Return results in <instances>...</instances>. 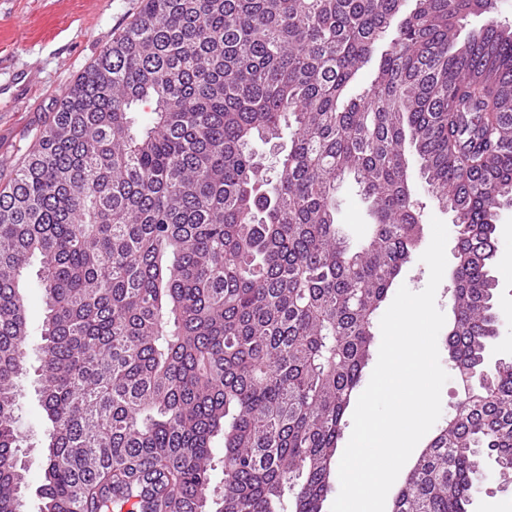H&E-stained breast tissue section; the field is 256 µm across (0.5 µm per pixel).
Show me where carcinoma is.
I'll return each instance as SVG.
<instances>
[{
    "label": "carcinoma",
    "instance_id": "1",
    "mask_svg": "<svg viewBox=\"0 0 512 512\" xmlns=\"http://www.w3.org/2000/svg\"><path fill=\"white\" fill-rule=\"evenodd\" d=\"M493 0H142L0 192V512H20L19 286L39 258L43 512H323L378 310L423 233L407 151L454 215L448 356L467 387L391 512H467L512 470L490 268L512 204V25ZM372 65L358 93L359 71ZM290 142L275 179L250 145ZM354 177L373 231L336 224Z\"/></svg>",
    "mask_w": 512,
    "mask_h": 512
}]
</instances>
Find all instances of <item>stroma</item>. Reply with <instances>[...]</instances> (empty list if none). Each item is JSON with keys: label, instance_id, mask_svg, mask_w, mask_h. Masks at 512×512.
<instances>
[{"label": "stroma", "instance_id": "1", "mask_svg": "<svg viewBox=\"0 0 512 512\" xmlns=\"http://www.w3.org/2000/svg\"><path fill=\"white\" fill-rule=\"evenodd\" d=\"M141 0H0V188L9 184L34 135L51 116L66 88L96 59L137 13ZM336 222L352 244L369 232L370 203L353 178L336 190ZM495 310L497 335L487 366L512 359V208L498 213ZM17 396V427L26 465L22 512H40L38 489L46 441L34 350ZM470 512H512V474L501 476L493 458Z\"/></svg>", "mask_w": 512, "mask_h": 512}]
</instances>
